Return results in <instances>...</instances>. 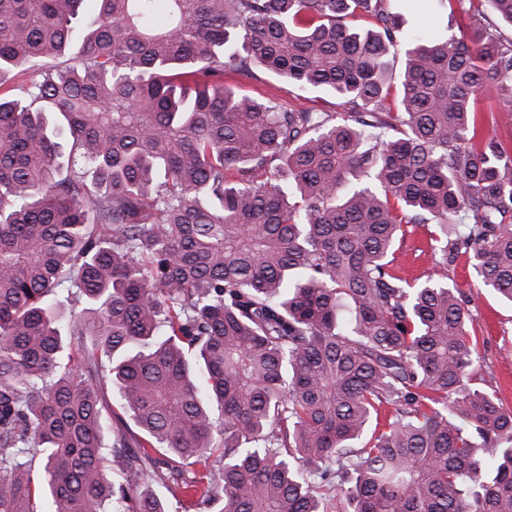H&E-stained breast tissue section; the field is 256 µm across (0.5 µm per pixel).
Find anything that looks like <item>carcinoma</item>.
<instances>
[{
  "instance_id": "carcinoma-1",
  "label": "carcinoma",
  "mask_w": 512,
  "mask_h": 512,
  "mask_svg": "<svg viewBox=\"0 0 512 512\" xmlns=\"http://www.w3.org/2000/svg\"><path fill=\"white\" fill-rule=\"evenodd\" d=\"M482 1L512 27V0H431L458 34L394 0H0V512H170L153 482L512 512V409L448 277L466 255L512 302V144L475 109L512 96V38ZM257 70L343 110L242 93ZM425 224L420 282L394 253Z\"/></svg>"
}]
</instances>
